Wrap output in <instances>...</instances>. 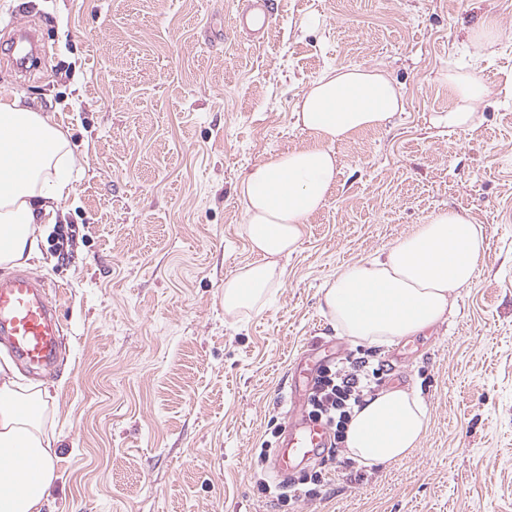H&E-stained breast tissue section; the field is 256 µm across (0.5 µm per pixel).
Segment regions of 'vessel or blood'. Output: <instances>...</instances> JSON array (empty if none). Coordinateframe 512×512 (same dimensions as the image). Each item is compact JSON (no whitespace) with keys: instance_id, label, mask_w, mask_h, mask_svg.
Returning a JSON list of instances; mask_svg holds the SVG:
<instances>
[{"instance_id":"obj_1","label":"vessel or blood","mask_w":512,"mask_h":512,"mask_svg":"<svg viewBox=\"0 0 512 512\" xmlns=\"http://www.w3.org/2000/svg\"><path fill=\"white\" fill-rule=\"evenodd\" d=\"M275 0H238L235 23L260 44L272 24ZM35 44L26 26H17L12 60L21 69L34 58ZM61 318L42 278L25 271L0 276V342L15 359L31 370H45L56 361ZM328 442L325 428L307 416L291 412L288 427L274 459L281 477L311 461Z\"/></svg>"}]
</instances>
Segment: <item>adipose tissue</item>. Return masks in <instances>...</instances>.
<instances>
[{
	"label": "adipose tissue",
	"instance_id": "adipose-tissue-1",
	"mask_svg": "<svg viewBox=\"0 0 512 512\" xmlns=\"http://www.w3.org/2000/svg\"><path fill=\"white\" fill-rule=\"evenodd\" d=\"M440 78L452 101L434 126L465 132L480 120L475 107L493 92L480 69H448ZM403 109L399 85L379 67H336L313 80L295 105L297 127L314 145L293 148L250 166L238 186L241 226L254 254L224 283V311L261 307L284 283L309 216L336 183V142L383 128ZM42 145L24 152V137ZM73 152L53 116L0 98V266L38 256V225L52 221L71 193ZM486 250V231L466 212L439 209L417 231L371 260L337 269L322 290L330 326L360 343L388 345L443 321L454 294L473 281ZM52 385L19 376L0 362V512H42L59 477ZM428 425L419 396L390 388L366 398L347 428L351 457L367 464L399 461L418 448Z\"/></svg>",
	"mask_w": 512,
	"mask_h": 512
}]
</instances>
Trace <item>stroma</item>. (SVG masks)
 <instances>
[{
	"mask_svg": "<svg viewBox=\"0 0 512 512\" xmlns=\"http://www.w3.org/2000/svg\"><path fill=\"white\" fill-rule=\"evenodd\" d=\"M262 46L234 30L236 0H0V97L67 129L73 192L39 227L63 319L56 386L61 475L44 512H277L254 451L288 420L299 357L338 335L320 290L440 208L468 212L487 248L445 320L410 337L380 388L420 393L428 428L405 459L336 469L300 512H512V98L479 125L433 127L448 67L512 75V0H277ZM496 22L499 37L472 35ZM46 62L10 66L12 27ZM224 29L209 46L210 26ZM382 67L403 87L392 126L338 142L336 184L308 218L268 304L224 312V282L254 255L242 173L312 145L294 105L330 67ZM81 228L67 258L58 234Z\"/></svg>",
	"mask_w": 512,
	"mask_h": 512,
	"instance_id": "stroma-1",
	"label": "stroma"
}]
</instances>
